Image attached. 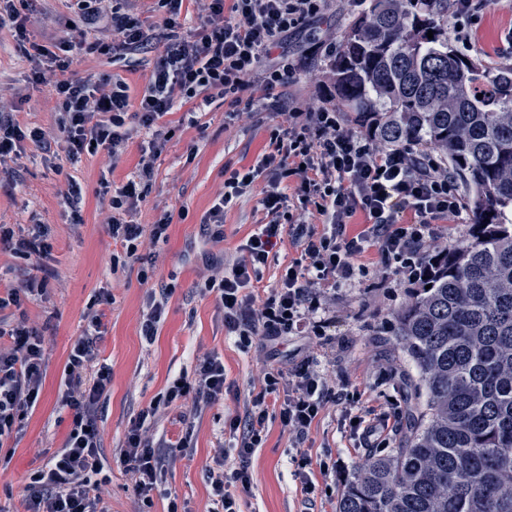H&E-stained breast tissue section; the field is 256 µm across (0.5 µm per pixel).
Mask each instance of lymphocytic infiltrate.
<instances>
[{
    "label": "lymphocytic infiltrate",
    "instance_id": "obj_1",
    "mask_svg": "<svg viewBox=\"0 0 512 512\" xmlns=\"http://www.w3.org/2000/svg\"><path fill=\"white\" fill-rule=\"evenodd\" d=\"M191 2L197 25L189 28L181 15ZM146 0H67L93 35V49L103 55L125 56L143 51L153 37L140 19ZM165 10L163 49L156 58L138 110L130 108L129 87L119 78L76 79L69 75V41L40 44L30 29L34 0H0V30L18 45H29L26 81L33 88L52 87L59 106L51 129L21 123L15 112L0 109V178L16 185L30 147H39L48 168L58 157L71 165L106 152L120 160L134 134H142L141 157L135 174L113 188L112 215L106 232L120 249L112 266L141 264L143 237L168 239L173 220L164 212L150 225L136 219L154 177V164L172 137L166 118L184 109L196 124L199 109L214 98L243 104L245 111L273 112L281 121L270 133L269 150L247 171H233L201 226L202 235L224 236V213L265 178L261 205L270 217L239 246L241 257L225 266L220 254L201 259L206 277L200 290L215 295L224 314V329L241 348L254 341L287 335H326L331 320L320 315L326 291L349 284L361 274L359 257L376 248L411 281L422 279L423 257L435 246L434 226L465 207L447 168L431 154L413 146L376 147L371 138L345 126L324 96L313 106L287 96L284 89L308 68L318 53L335 54V42H319L298 56L281 54L283 38L322 16L333 0H153ZM296 178L293 190L283 181ZM363 213L368 223L356 235L347 221ZM322 232H315L311 218ZM300 255L281 274L266 298H258L260 281L283 228ZM52 228L34 224L17 228L0 224V251L12 253L37 268L18 284L0 291V313L15 309L12 319L0 316V445L24 429L37 405L46 377L44 336L31 326L27 303L44 299L51 275ZM112 302L108 289L94 292L87 307V327L73 342L62 371L58 402L71 418L61 448L29 476L25 512H109L100 494L105 469L98 428L99 410L111 387L112 370L98 359L96 339L105 323L104 308ZM224 361L218 355L198 356L192 373L169 381L149 406L132 420L118 461L134 478L133 491L143 507L153 505L161 477L175 452H187L190 438L177 446L156 437L152 427L160 410L191 400L194 406L223 399ZM281 396L278 418L293 447H300L326 405L336 401L320 359L308 355L288 369L267 373L264 384L244 415L224 426L228 456L215 458L208 470L210 512H242L250 494L251 458L265 437L268 396Z\"/></svg>",
    "mask_w": 512,
    "mask_h": 512
}]
</instances>
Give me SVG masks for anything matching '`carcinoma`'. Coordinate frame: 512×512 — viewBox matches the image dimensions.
Wrapping results in <instances>:
<instances>
[{
    "mask_svg": "<svg viewBox=\"0 0 512 512\" xmlns=\"http://www.w3.org/2000/svg\"><path fill=\"white\" fill-rule=\"evenodd\" d=\"M327 80L373 141L437 152L473 225L398 314L417 371L408 436L358 469L337 512H512V67L454 46L448 0H370Z\"/></svg>",
    "mask_w": 512,
    "mask_h": 512,
    "instance_id": "cac0c4a2",
    "label": "carcinoma"
}]
</instances>
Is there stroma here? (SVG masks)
Returning <instances> with one entry per match:
<instances>
[{"instance_id": "stroma-1", "label": "stroma", "mask_w": 512, "mask_h": 512, "mask_svg": "<svg viewBox=\"0 0 512 512\" xmlns=\"http://www.w3.org/2000/svg\"><path fill=\"white\" fill-rule=\"evenodd\" d=\"M356 9L348 0H334L331 8L290 36L285 53L301 52L314 40L341 39ZM72 13L64 0L37 5L31 16L34 30L54 33L73 45L70 74L74 77L117 76L130 87L132 100H139L156 59L155 53L130 55L117 60L86 50L80 23L65 26ZM512 30V0H491L472 34V57L485 66L499 67L505 59L497 49ZM27 62L12 38L0 34V100L10 104L27 96L19 119L49 126L58 99L51 88H29ZM181 112L167 120L174 135L155 164V177L139 207L138 220L154 223L162 211L173 221L164 243L144 241L142 254H155L156 266L148 281H141L139 266L113 270L110 263L116 245L106 233L110 195L107 185L125 183L140 159V139L129 142L118 164L105 153L83 160L80 166L64 165L60 174L42 164L29 165L22 182L0 190V224H49L56 279L50 281L49 299L26 307L31 325L45 335L47 373L36 408L26 419L17 438L8 441L9 459L0 461V512H24V488L29 473L39 466L35 452L54 451L64 441L70 417L58 405V378L73 341L86 328L84 314L95 289L107 288L112 305L106 306V329L98 341L99 358L112 370V384L100 412L102 452L113 459L101 495L111 512H137L133 479L116 458L126 430L137 413L180 372H192L195 356L214 353L223 358L226 384L223 401L202 409L179 402L167 409L156 426L157 435L170 443L191 437L193 450L177 455L162 478L152 512H167L177 501L181 512H209L211 507L207 469L216 448L224 441V422L243 413L251 392L259 390L266 373L286 367L307 354L330 357V374L337 391L346 394L343 403L330 404L315 422L300 450L310 461L316 489L305 501L294 477V453L277 419L267 421L266 437L251 459L252 491L242 500L243 512H336L340 490L365 463L356 440L340 427L344 412L368 413L406 419L413 405L411 383L416 371L395 334L396 315L409 301L412 286L396 274L378 249L364 253L365 272L355 282L337 286L329 300L333 342L318 336H283L266 345L241 349L227 335L224 319L214 296H200L196 283L203 269L194 249L203 243L200 226L224 188L225 172L255 164L268 150L270 132L277 117L253 112L239 117L229 104L215 99L199 116L197 125L181 122ZM82 186L83 222L73 226L70 215L59 205V194L68 177ZM263 181L224 214V237L205 243L207 250L223 254L225 262L238 258L239 245L266 223L260 204ZM173 285L166 315L153 343L140 335V322L149 288ZM341 463L336 476L322 474L321 461Z\"/></svg>"}]
</instances>
